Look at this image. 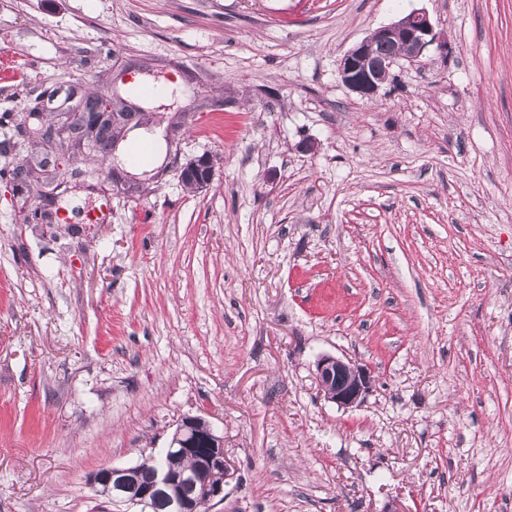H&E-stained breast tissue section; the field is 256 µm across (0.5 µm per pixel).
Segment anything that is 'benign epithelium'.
I'll return each instance as SVG.
<instances>
[{"label": "benign epithelium", "mask_w": 512, "mask_h": 512, "mask_svg": "<svg viewBox=\"0 0 512 512\" xmlns=\"http://www.w3.org/2000/svg\"><path fill=\"white\" fill-rule=\"evenodd\" d=\"M399 39L396 51L380 62L372 61L375 42L390 43ZM445 49L438 41L429 15L414 10L399 20L375 31L344 52L338 64L342 84L363 100H374L394 79V67L400 62H422L431 46ZM117 116L97 105L95 112L69 113V125L75 132L97 133L103 120ZM181 182L200 189L214 176L211 158L201 156L178 167ZM315 376L325 399L340 408L360 406L371 392L373 376L363 365L353 364L331 355L315 361ZM170 447L195 455L191 471H175L167 467L156 470L149 485L135 479L136 467L112 466L99 469L89 482L95 491L114 504L128 505L134 512H152L154 501L164 496L172 512H197L199 504L214 506L224 502V481L228 475L224 456V435L201 416H183L176 425Z\"/></svg>", "instance_id": "benign-epithelium-1"}]
</instances>
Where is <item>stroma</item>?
Segmentation results:
<instances>
[{
    "label": "stroma",
    "instance_id": "obj_1",
    "mask_svg": "<svg viewBox=\"0 0 512 512\" xmlns=\"http://www.w3.org/2000/svg\"><path fill=\"white\" fill-rule=\"evenodd\" d=\"M417 9L447 55L352 94L339 58ZM142 64L214 177L102 224L0 179V512H108L90 475L188 414L224 433L208 512H512V0H0V169ZM323 354L372 370L360 406ZM315 376L325 399L344 409L360 406L373 384L368 367L331 355H321L316 359Z\"/></svg>",
    "mask_w": 512,
    "mask_h": 512
}]
</instances>
